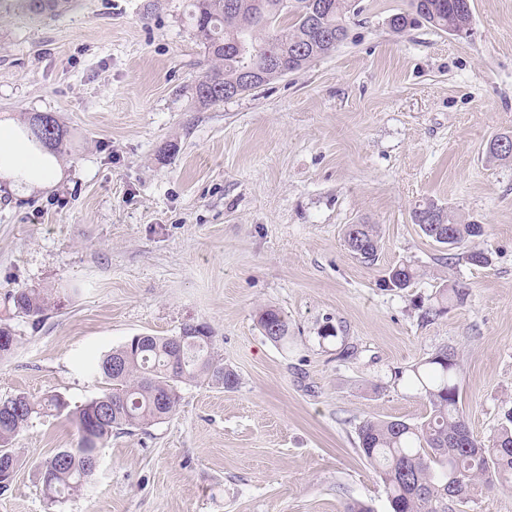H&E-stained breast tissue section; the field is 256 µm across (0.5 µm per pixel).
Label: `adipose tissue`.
I'll list each match as a JSON object with an SVG mask.
<instances>
[{"instance_id": "adipose-tissue-1", "label": "adipose tissue", "mask_w": 512, "mask_h": 512, "mask_svg": "<svg viewBox=\"0 0 512 512\" xmlns=\"http://www.w3.org/2000/svg\"><path fill=\"white\" fill-rule=\"evenodd\" d=\"M55 176L47 157L33 150L15 128L0 127V177L40 185L51 182Z\"/></svg>"}]
</instances>
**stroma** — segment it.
Segmentation results:
<instances>
[{"label": "stroma", "instance_id": "1", "mask_svg": "<svg viewBox=\"0 0 512 512\" xmlns=\"http://www.w3.org/2000/svg\"><path fill=\"white\" fill-rule=\"evenodd\" d=\"M186 3L0 9V120L51 112L68 132L57 182H0V326L18 338L0 398L83 404L103 388L88 358L187 324L209 327L238 383L179 384L174 415L114 431L81 495L56 506L39 466L77 432L34 417L0 512H390L356 428L424 419L400 371L454 348L485 442L512 408V161L486 153L512 131V0H472L464 39L393 32L410 0H356L331 55L211 108L193 97L210 63ZM426 200L485 225L490 267L442 263L412 221ZM361 222L379 232L370 264L343 240ZM404 260L420 277L382 288ZM445 282L466 304L426 317ZM21 288L52 291L40 323L16 317ZM266 306L287 313V346L261 334Z\"/></svg>", "mask_w": 512, "mask_h": 512}]
</instances>
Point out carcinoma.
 Returning <instances> with one entry per match:
<instances>
[{"instance_id":"carcinoma-1","label":"carcinoma","mask_w":512,"mask_h":512,"mask_svg":"<svg viewBox=\"0 0 512 512\" xmlns=\"http://www.w3.org/2000/svg\"><path fill=\"white\" fill-rule=\"evenodd\" d=\"M239 9L226 8L225 0H189L188 20L195 38L203 45L211 66L194 85V97L202 108L224 103V87L239 81L247 67L259 68L267 57L289 58L299 71L336 45L325 41L328 33L342 41L347 35L346 19L354 0H320L324 8L317 28L309 27L308 0H238ZM71 0H0L8 7L33 15L54 14L66 9ZM472 16L470 0H411L410 11L391 17L389 25L402 32L419 21L441 31L465 26ZM21 135L36 149L62 154L67 132L52 113H37L21 128ZM413 223L435 242L456 248L464 241L485 235L484 225L457 217L433 201L416 206ZM344 241L351 254L370 262L378 251V233L373 224H348ZM420 277L410 263L392 267L382 287L403 290ZM468 292L455 284H443L429 298L427 316H439L466 303ZM20 317L38 322L50 308L42 289L24 288L13 296ZM263 336L269 341L288 343V317L281 310L266 307L256 315ZM198 345L178 346L173 336L140 339L130 337L122 345L87 368L104 380L100 396L70 408L59 395L41 399L24 393L4 399L11 411L0 420V456L8 462L0 467V488L12 480L20 466L13 441L33 417L41 413L67 412L77 430L73 448H60L42 463V478L50 503H62L81 494L94 473L101 449L115 430L143 428L172 416L178 406L179 383L207 381L226 389L234 388L237 376L224 368L212 351V337L199 338ZM18 339L7 327H0V357L10 354ZM120 362L112 372V362ZM461 366L456 351L441 348L412 365L407 382L429 407L419 423L401 420H363L358 428L359 449L378 473L392 512H455L483 489L512 485V411L504 414L497 435L489 444L476 439L467 426L459 405Z\"/></svg>"}]
</instances>
